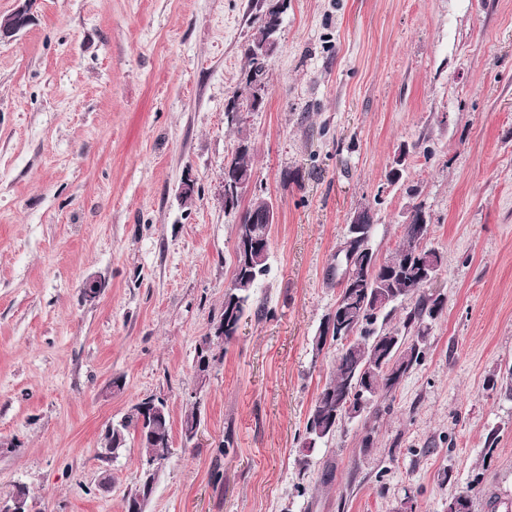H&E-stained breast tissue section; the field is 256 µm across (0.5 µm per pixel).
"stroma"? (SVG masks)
<instances>
[{
	"label": "stroma",
	"mask_w": 512,
	"mask_h": 512,
	"mask_svg": "<svg viewBox=\"0 0 512 512\" xmlns=\"http://www.w3.org/2000/svg\"><path fill=\"white\" fill-rule=\"evenodd\" d=\"M254 6L38 0L0 40V499L23 485L32 512H125L138 445L96 450L161 396L172 452L145 512H394L407 496L448 512L477 476L512 503V400L487 387L512 366V0H288L265 103L236 129L224 109ZM242 130L277 212L270 270L194 398L195 348L233 278L222 180ZM415 201L447 256L425 359L299 474L336 356L311 339L348 217L372 208L382 258Z\"/></svg>",
	"instance_id": "1"
}]
</instances>
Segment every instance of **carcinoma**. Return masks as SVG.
Listing matches in <instances>:
<instances>
[{
	"label": "carcinoma",
	"instance_id": "1",
	"mask_svg": "<svg viewBox=\"0 0 512 512\" xmlns=\"http://www.w3.org/2000/svg\"><path fill=\"white\" fill-rule=\"evenodd\" d=\"M252 27L265 28L278 37L283 10L267 0H258ZM245 59L243 79L265 81L270 60L267 52L249 40L243 45ZM239 144L224 163V182L234 183L243 175L254 172L247 135L238 123ZM242 208L236 241L270 234L271 225L251 224L253 202L241 206V199L227 201L225 208ZM368 233L363 239V254L373 257V263H361L350 270L349 284L340 289L342 300L337 312L336 331L331 336L336 345L332 378L316 396L305 424L302 447L315 449L332 439L348 416L347 402L361 408L362 416L379 411L378 402L386 399L402 380L424 360L432 324L441 317L445 305L427 292L424 281L422 254L417 244L427 237L431 222L401 225L399 242L382 260L375 258L372 238L375 229L372 209L363 208ZM269 249L244 250L235 263L233 282L239 287L224 294V341H230L249 308V300L257 281L268 271ZM414 301L402 321L389 325L397 307ZM131 439L138 440L141 460H146L156 448H164L172 439V424L167 407L152 416L133 412L112 424L103 437L99 455L110 459L126 447Z\"/></svg>",
	"mask_w": 512,
	"mask_h": 512
}]
</instances>
